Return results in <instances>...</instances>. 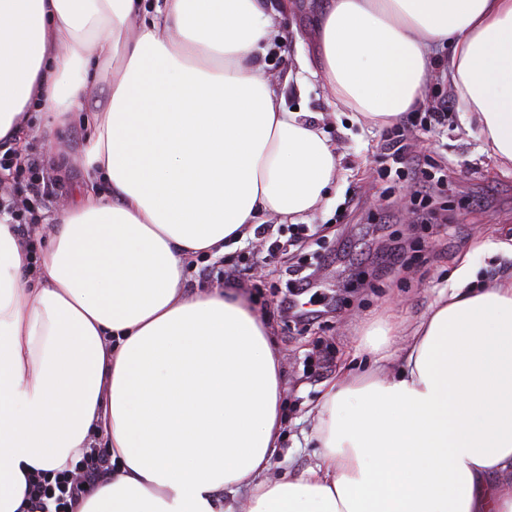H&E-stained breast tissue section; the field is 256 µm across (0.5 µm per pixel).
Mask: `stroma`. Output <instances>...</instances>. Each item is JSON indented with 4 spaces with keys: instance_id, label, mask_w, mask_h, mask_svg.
I'll return each instance as SVG.
<instances>
[{
    "instance_id": "1",
    "label": "stroma",
    "mask_w": 512,
    "mask_h": 512,
    "mask_svg": "<svg viewBox=\"0 0 512 512\" xmlns=\"http://www.w3.org/2000/svg\"><path fill=\"white\" fill-rule=\"evenodd\" d=\"M289 9L278 20V34L258 65L271 84L285 95L289 109H302L320 118L336 145L339 175L328 191L329 202L294 224H277L272 239L254 235L221 258L226 273L239 270L244 260L266 255L271 240L288 246L286 260L295 265L321 264L319 300L332 304V313L304 325L282 313L278 299L288 277L273 267L258 265L243 279L257 310L271 324L282 355V408L285 419L281 447L273 460L275 474L298 473L313 465L318 450L316 425L309 408L318 401L325 382L340 368H372L375 357L361 349L365 332L378 326L388 313L401 321V335L384 348L387 370L399 367V354L414 326L451 284L461 256H469L477 279L512 275V259L482 248L498 234L512 233V167L501 166L487 147L479 128L467 113L449 109L442 124L410 138L416 153L447 166L448 184L434 194L432 223L424 224L410 200L406 184L383 178L385 145L394 125L367 119L351 120L320 78H309L304 92L288 84L301 58L317 65L319 21L324 0H288ZM61 153L52 158L55 183L50 195L34 200L37 230L30 241L44 248L49 219L67 208L85 173L81 155L86 130L74 121L59 132ZM405 252L403 266L377 275L385 253L394 246Z\"/></svg>"
}]
</instances>
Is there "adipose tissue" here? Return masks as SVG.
Wrapping results in <instances>:
<instances>
[{"mask_svg": "<svg viewBox=\"0 0 512 512\" xmlns=\"http://www.w3.org/2000/svg\"><path fill=\"white\" fill-rule=\"evenodd\" d=\"M270 0H0V139L31 113L88 125L89 173L31 247L0 215V512L103 430L115 472L75 512H512V277L454 275L398 375H340L309 410L318 461L271 476L281 355L241 288L199 256L295 222L339 157L259 71ZM440 70L512 167V0H330L319 76L362 117L424 102Z\"/></svg>", "mask_w": 512, "mask_h": 512, "instance_id": "ef3b65f1", "label": "adipose tissue"}]
</instances>
